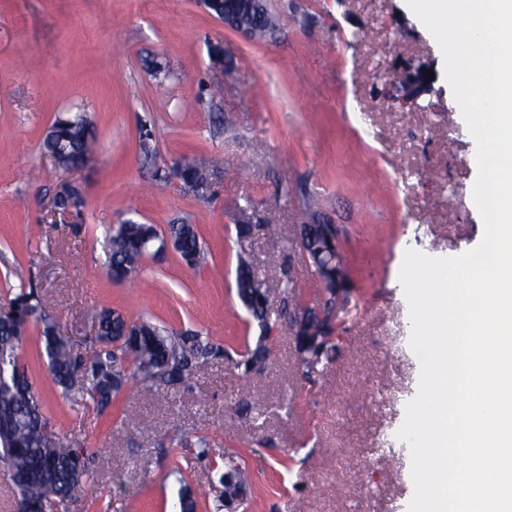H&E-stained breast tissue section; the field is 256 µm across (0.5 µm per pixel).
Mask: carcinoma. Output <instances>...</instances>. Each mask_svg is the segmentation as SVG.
<instances>
[{
    "label": "carcinoma",
    "mask_w": 512,
    "mask_h": 512,
    "mask_svg": "<svg viewBox=\"0 0 512 512\" xmlns=\"http://www.w3.org/2000/svg\"><path fill=\"white\" fill-rule=\"evenodd\" d=\"M238 4L239 0H211L209 10L222 20ZM251 22L263 36L276 29L264 4ZM43 148L60 150L58 161L64 171L85 164L94 149L91 122L82 113L56 118ZM175 175L198 190L207 186L201 158L184 162ZM169 236L188 267L201 266L205 252L194 225L172 224ZM157 241L162 238L152 224L128 219L113 227L106 237L110 276L122 280L136 272ZM236 287L242 305L260 328L276 325L281 308L275 306V298L285 293L283 282L259 279L250 258L240 255ZM32 319L42 323V355L54 386L64 397L80 394L100 411L110 407L130 380L177 389L189 382L196 369L225 353L222 345L207 336L178 333L150 319L129 320L108 308L98 314L99 331L93 343L78 350L60 326L43 315L34 291L17 293L0 307V463L11 473L26 475L15 490L18 501L31 512H63L66 503L82 496L109 464L106 456L59 436L33 382L21 370L19 348ZM240 465L233 456L224 459L220 475L224 493L215 505L218 512L232 505L247 508L253 490ZM170 475L180 484L181 512H196L197 501L184 472L176 467Z\"/></svg>",
    "instance_id": "obj_1"
}]
</instances>
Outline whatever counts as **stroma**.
Wrapping results in <instances>:
<instances>
[{"label": "stroma", "mask_w": 512, "mask_h": 512, "mask_svg": "<svg viewBox=\"0 0 512 512\" xmlns=\"http://www.w3.org/2000/svg\"><path fill=\"white\" fill-rule=\"evenodd\" d=\"M277 28L249 40L201 0H0V305L30 277L44 313L77 348L101 309L191 330L227 349L179 389L129 382L105 411L63 397L30 324L20 356L60 436L110 456L72 512H177L181 468L212 512L225 456L242 458L254 488L246 512H408L407 443L396 437L417 393L409 307L398 276L406 250L456 257L476 247V143L442 75L439 44L406 0H266ZM233 60L216 66L211 47ZM438 74L403 107L400 64ZM87 113L94 156L61 170L42 150L61 115ZM153 160H145V151ZM205 156L211 189L171 175ZM82 200L64 217V185ZM317 198V211L307 207ZM250 209L253 229L237 224ZM195 225L200 269L175 250L145 256L113 280L104 231L126 219ZM343 229L356 310L339 327L334 361L307 379L287 331L267 363L233 360L259 329L235 284L239 252L262 279L318 297L292 246L298 224ZM254 418L240 420V407ZM206 438L209 463L195 458Z\"/></svg>", "instance_id": "stroma-1"}]
</instances>
